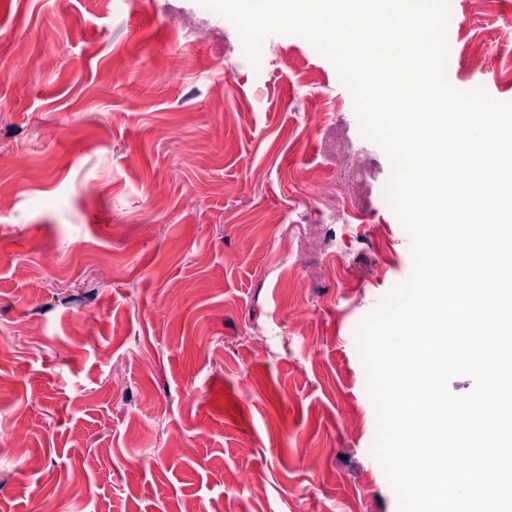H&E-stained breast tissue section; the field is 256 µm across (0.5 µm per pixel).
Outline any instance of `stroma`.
I'll return each mask as SVG.
<instances>
[{"label":"stroma","mask_w":512,"mask_h":512,"mask_svg":"<svg viewBox=\"0 0 512 512\" xmlns=\"http://www.w3.org/2000/svg\"><path fill=\"white\" fill-rule=\"evenodd\" d=\"M453 9L451 84L512 102V0ZM339 110L378 185L296 293L280 234L319 217ZM1 153L0 512H398L355 330L413 258L328 58L272 35L252 65L199 0H0Z\"/></svg>","instance_id":"stroma-1"}]
</instances>
